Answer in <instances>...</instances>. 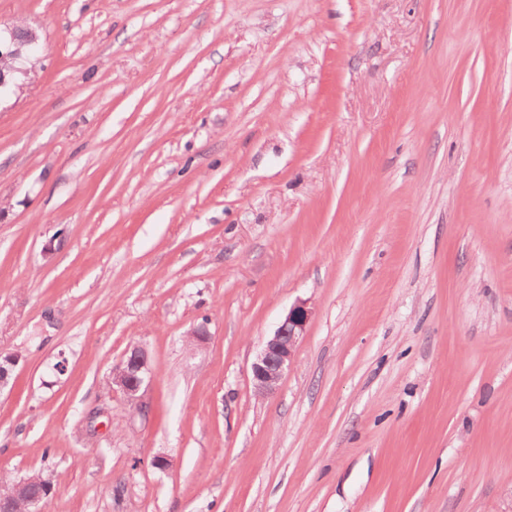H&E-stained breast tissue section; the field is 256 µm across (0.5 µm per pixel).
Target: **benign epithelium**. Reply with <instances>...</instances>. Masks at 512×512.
<instances>
[{
  "instance_id": "7a95c632",
  "label": "benign epithelium",
  "mask_w": 512,
  "mask_h": 512,
  "mask_svg": "<svg viewBox=\"0 0 512 512\" xmlns=\"http://www.w3.org/2000/svg\"><path fill=\"white\" fill-rule=\"evenodd\" d=\"M25 45L19 43L14 31L0 32V61H10L9 70L0 69V89L7 86L19 68L14 62L26 54ZM312 315L311 308L305 302L291 307L274 334L268 337L255 360L251 364V381L254 392L259 396H269L277 390L283 375L292 364L296 347L305 335ZM20 361L16 353L0 354V389L8 385L15 367ZM150 373L145 352L134 347L112 371V385L127 398H137L147 375ZM31 481L22 478L8 487L0 486V512H42V502L50 495L52 486L46 482L41 491L30 494Z\"/></svg>"
}]
</instances>
